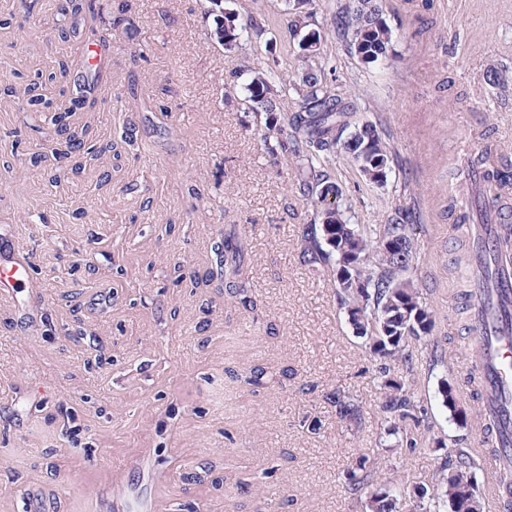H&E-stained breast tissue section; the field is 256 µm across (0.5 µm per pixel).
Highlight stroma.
<instances>
[{"mask_svg":"<svg viewBox=\"0 0 512 512\" xmlns=\"http://www.w3.org/2000/svg\"><path fill=\"white\" fill-rule=\"evenodd\" d=\"M59 2L0 0L13 18L0 28V227L33 260L32 288L0 297V512H25L34 490L55 512H99L98 493L126 512H369L368 493L345 489L360 456L411 489L448 449L478 447L438 395L449 374L474 404L457 296L470 241L448 203L466 155L512 160V0H383L394 38L377 64L334 30L348 0H314L309 21L329 90L391 155L383 186L346 155L329 162L351 223L419 227L409 277L435 326L398 376L444 445L413 451L380 448L373 357L333 276L305 261L317 217L299 159L267 153L264 115L231 88L248 63L298 83L307 62L286 0H226L262 28L229 50L207 41L204 0H95L67 40ZM38 79L46 110H22ZM228 234L257 310L209 279ZM257 366L260 386L247 382ZM339 390L358 422L339 421Z\"/></svg>","mask_w":512,"mask_h":512,"instance_id":"obj_1","label":"stroma"}]
</instances>
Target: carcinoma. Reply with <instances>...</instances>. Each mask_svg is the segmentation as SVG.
<instances>
[{"mask_svg": "<svg viewBox=\"0 0 512 512\" xmlns=\"http://www.w3.org/2000/svg\"><path fill=\"white\" fill-rule=\"evenodd\" d=\"M213 16V27L207 32L210 43L221 48L240 45L255 29L241 19L240 14L224 7V0H207ZM93 8L92 0H69L58 19L59 36L76 32L81 13ZM336 29L346 38L348 50L366 64L387 58L394 33L383 10V0H350L348 6L336 15ZM242 89L245 101L255 112L265 114L264 139L273 134L280 136L271 150L291 153L304 161L307 176L299 185L301 195L318 209L319 223L306 227L314 247L307 255L310 264L322 263L336 276L339 304L349 314L348 321L356 336L363 338L371 352L377 356L375 375L381 379L385 396L381 403L384 416L385 437L395 438V443L409 449L424 440L419 433L420 421L415 412L418 405L414 394L404 388V383L392 374V368L409 357L410 341L426 342L434 327L433 311L422 297L420 289L402 277L412 265L416 254V229L399 219L384 225L378 237L349 222L347 207L339 186L330 180L324 166L338 153L351 157L361 174L372 184L387 182L390 169L388 148L373 124L352 119L349 106L331 94L322 82V74L309 66L302 76L305 93L299 109L286 112L283 106L288 88H274L272 71H254L244 67ZM488 151L470 156L459 170V176L470 183L474 173L481 172L483 193L479 211L484 215L502 210L501 189L512 181V169H499L489 163ZM241 246L226 238L214 248L216 275L224 291L238 297L244 305H254L247 295L246 283L241 279ZM356 256L361 261L360 276L365 288L358 291L338 275L348 270L347 259ZM438 393L454 423L467 426L474 412L458 401L456 388L448 378L441 379ZM336 407L343 421L359 416V405L350 396L336 391ZM478 462L471 448L458 447L448 451L447 460L438 467L435 480L429 486L413 491V512H480L475 475ZM375 461L361 456L356 466L347 471L346 487L356 495L373 485ZM499 484L506 512H512V471L499 470ZM405 497L398 483L387 482L373 492L371 512H397L400 499Z\"/></svg>", "mask_w": 512, "mask_h": 512, "instance_id": "cac0c4a2", "label": "carcinoma"}]
</instances>
